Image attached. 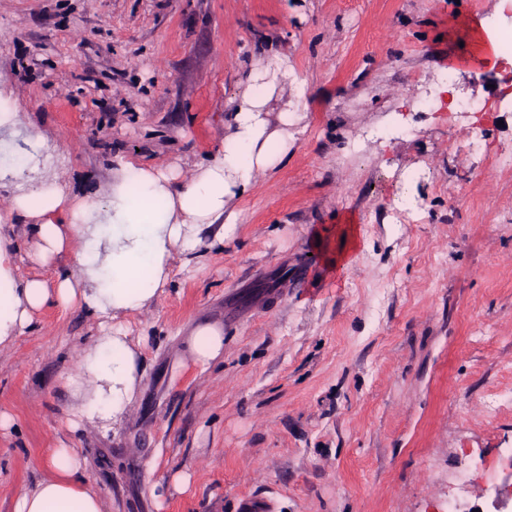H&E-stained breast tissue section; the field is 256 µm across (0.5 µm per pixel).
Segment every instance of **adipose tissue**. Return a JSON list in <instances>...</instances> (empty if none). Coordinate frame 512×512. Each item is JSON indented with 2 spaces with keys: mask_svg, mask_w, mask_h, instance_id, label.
Here are the masks:
<instances>
[{
  "mask_svg": "<svg viewBox=\"0 0 512 512\" xmlns=\"http://www.w3.org/2000/svg\"><path fill=\"white\" fill-rule=\"evenodd\" d=\"M471 43L461 66L495 69L501 62L495 34L477 19L466 25ZM290 65L278 57L254 66L247 88L227 117V132L213 159L186 184L172 174L120 162L106 203L97 204L37 178L38 161L0 165V182L12 185V209L33 219L37 257L48 261L68 240L83 247L73 268L59 273L56 289L16 272L14 243L0 232V346L21 335L34 311L54 304L76 306L99 322V332L66 376L68 387L87 388L81 416L100 422L120 420L138 379L139 356L127 343L122 317L140 311L163 291L173 250L193 256L204 229L224 215L230 200L243 194L255 173L274 170L288 157V127L293 113L270 121L273 89L287 84ZM187 350L208 366L224 352V331L201 323L191 331ZM52 475L19 495L14 512H105L99 492L80 476L83 463L71 448L51 449Z\"/></svg>",
  "mask_w": 512,
  "mask_h": 512,
  "instance_id": "1",
  "label": "adipose tissue"
}]
</instances>
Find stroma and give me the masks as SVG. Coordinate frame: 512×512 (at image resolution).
I'll return each mask as SVG.
<instances>
[{"label":"stroma","mask_w":512,"mask_h":512,"mask_svg":"<svg viewBox=\"0 0 512 512\" xmlns=\"http://www.w3.org/2000/svg\"><path fill=\"white\" fill-rule=\"evenodd\" d=\"M474 18L512 30L500 0H0V98L18 108L0 154L37 155L72 193L106 202L118 158L190 181L272 55L293 84L269 110L298 116L284 164L229 202L223 244L211 227L197 258L173 251L167 287L124 317L141 367L119 423L65 426L83 395L64 377L98 333L84 310L46 306L0 347V512L60 446L107 512H493L512 484V70L449 71ZM406 196L418 217L395 223ZM349 217L339 269L325 255ZM1 224L21 274L74 266V238L36 259L5 188ZM205 322L224 355L204 368L185 342Z\"/></svg>","instance_id":"obj_1"}]
</instances>
